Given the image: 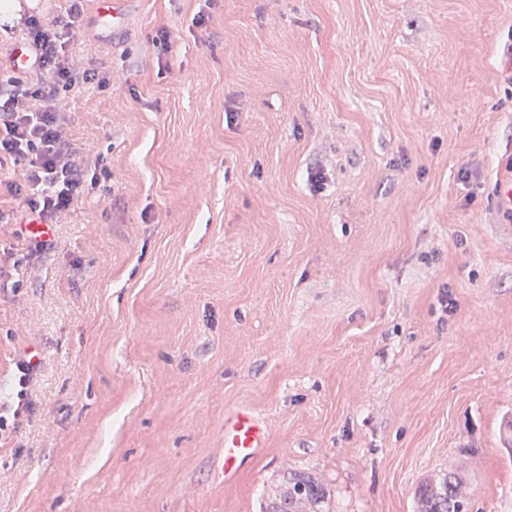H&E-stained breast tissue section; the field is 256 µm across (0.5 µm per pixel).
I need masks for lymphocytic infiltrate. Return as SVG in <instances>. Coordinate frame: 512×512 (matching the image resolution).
<instances>
[{"label": "lymphocytic infiltrate", "instance_id": "lymphocytic-infiltrate-1", "mask_svg": "<svg viewBox=\"0 0 512 512\" xmlns=\"http://www.w3.org/2000/svg\"><path fill=\"white\" fill-rule=\"evenodd\" d=\"M79 16L80 5L73 0L66 23L25 19L22 39L32 50L37 78L8 76L7 98L0 104V162L9 158L15 165L7 190L51 225L84 193L86 172L68 148L60 118L61 93L81 91L96 78L65 53Z\"/></svg>", "mask_w": 512, "mask_h": 512}]
</instances>
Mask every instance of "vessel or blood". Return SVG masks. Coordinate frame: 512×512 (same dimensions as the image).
I'll return each instance as SVG.
<instances>
[{"label":"vessel or blood","instance_id":"b4317fda","mask_svg":"<svg viewBox=\"0 0 512 512\" xmlns=\"http://www.w3.org/2000/svg\"><path fill=\"white\" fill-rule=\"evenodd\" d=\"M267 437L266 424L253 411L243 408L225 415L222 463L225 483L234 482L241 462L264 448Z\"/></svg>","mask_w":512,"mask_h":512}]
</instances>
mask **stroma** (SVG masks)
I'll use <instances>...</instances> for the list:
<instances>
[{
	"mask_svg": "<svg viewBox=\"0 0 512 512\" xmlns=\"http://www.w3.org/2000/svg\"><path fill=\"white\" fill-rule=\"evenodd\" d=\"M93 13L62 110L97 180L44 252L0 233V512H261L292 472L415 512L457 467L512 512V0ZM240 407L267 446L225 486ZM31 353L32 352L21 357L16 362L18 373L17 385L19 387L17 396H24L27 393L26 391L30 388L34 375L40 366V361L37 358V354Z\"/></svg>",
	"mask_w": 512,
	"mask_h": 512,
	"instance_id": "stroma-1",
	"label": "stroma"
}]
</instances>
